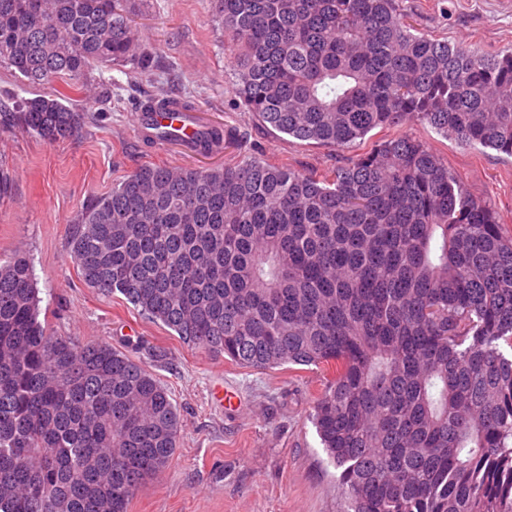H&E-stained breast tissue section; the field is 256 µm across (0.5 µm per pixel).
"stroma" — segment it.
I'll return each mask as SVG.
<instances>
[{
	"label": "stroma",
	"mask_w": 512,
	"mask_h": 512,
	"mask_svg": "<svg viewBox=\"0 0 512 512\" xmlns=\"http://www.w3.org/2000/svg\"><path fill=\"white\" fill-rule=\"evenodd\" d=\"M418 30L493 53L512 51V0H404ZM140 44L156 52L145 73L130 66L91 70L79 100L89 117L77 136L49 143L35 133L0 130V264L26 256L40 298L41 323L78 343L103 341L142 362L168 390L181 418L170 464L142 484L128 512H338V470L312 422L327 373L314 366L267 371L194 349L146 318L118 293L88 288L70 258V232L94 198L148 164L209 168L224 153L187 152L139 136L137 103L166 91L191 93L196 109L247 133L264 160L322 173L385 136L376 129L343 150L300 141L264 127L238 105L214 0H130ZM406 133L435 151L464 190L512 229V157L466 147L429 125ZM233 390L239 406L214 394Z\"/></svg>",
	"instance_id": "1"
}]
</instances>
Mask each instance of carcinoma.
Wrapping results in <instances>:
<instances>
[{
  "mask_svg": "<svg viewBox=\"0 0 512 512\" xmlns=\"http://www.w3.org/2000/svg\"><path fill=\"white\" fill-rule=\"evenodd\" d=\"M239 105L332 149L410 120L512 157V53L419 32L403 0H215ZM128 0H0V66L77 93L154 67ZM70 95L0 127L79 132ZM209 127L197 151L240 150ZM70 256L197 349L332 371L313 422L340 512H512V231L406 134L324 175L237 155L146 165L82 210ZM168 390L105 342L39 321L30 262L0 266V512H127L171 460Z\"/></svg>",
  "mask_w": 512,
  "mask_h": 512,
  "instance_id": "cac0c4a2",
  "label": "carcinoma"
}]
</instances>
